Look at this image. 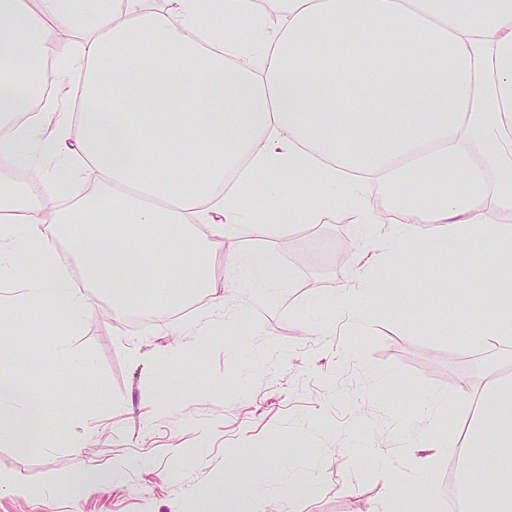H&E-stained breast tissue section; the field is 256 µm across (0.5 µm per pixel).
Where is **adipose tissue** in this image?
<instances>
[{
  "label": "adipose tissue",
  "mask_w": 512,
  "mask_h": 512,
  "mask_svg": "<svg viewBox=\"0 0 512 512\" xmlns=\"http://www.w3.org/2000/svg\"><path fill=\"white\" fill-rule=\"evenodd\" d=\"M71 71L85 77L83 110L59 113L46 133L36 111L53 101L30 89ZM45 161L52 174L13 179ZM90 172L92 193L47 211L59 177ZM259 182L265 225L243 194ZM377 182L395 197L382 211L367 194ZM290 183L318 187L309 206L289 209L292 223H320L344 202L361 223L391 226L359 266L360 286L337 297L353 324L374 291L369 265L420 248L433 224L449 255L482 240L493 256L471 344L512 339V229L487 225L512 211V0H279L272 18L255 0H0V276L33 271L1 308L33 303L76 328L95 288L116 309L143 298L138 316L155 319L197 294L223 309L243 267L281 287L289 274L263 251L230 260L219 280L211 268L226 236L259 238L279 223L275 200ZM101 210L107 228L83 231ZM58 238L84 287L59 265ZM469 397L482 411L463 443L414 449L376 512H412L409 487L454 456L462 512H512V381L486 375ZM66 420L31 383L0 373L1 443L53 447L50 430ZM274 462L225 472L213 512H256L248 488Z\"/></svg>",
  "instance_id": "ef3b65f1"
}]
</instances>
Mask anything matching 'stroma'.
<instances>
[{"label": "stroma", "mask_w": 512, "mask_h": 512, "mask_svg": "<svg viewBox=\"0 0 512 512\" xmlns=\"http://www.w3.org/2000/svg\"><path fill=\"white\" fill-rule=\"evenodd\" d=\"M388 225L362 224L339 208L321 224L281 223L261 239L228 236L214 255L265 249L295 273L293 283L242 308L233 329L215 326L162 356L173 328L129 332L106 295L73 329L47 312L8 310L16 345L40 361L11 370L33 383L47 407L74 402L56 445L17 453L0 444V512H208L225 470L258 450L278 458L250 492L264 512H372L411 464V447L447 440L445 430L412 426L422 397L476 386L490 372L512 377V343L477 352L467 338L484 319L469 283L486 275L484 256L419 252L418 274L405 252L373 271L376 293L356 326L335 299L357 284L348 257L382 239ZM467 286L442 290L445 269ZM334 325V335L316 333ZM206 347L209 358L193 357ZM70 355L57 365L60 348ZM126 461L120 479L112 463ZM102 478L104 491L77 487ZM42 487L41 501L14 495L11 482Z\"/></svg>", "instance_id": "obj_1"}]
</instances>
